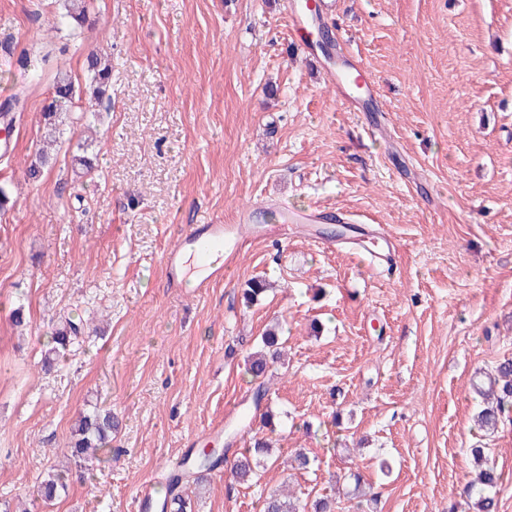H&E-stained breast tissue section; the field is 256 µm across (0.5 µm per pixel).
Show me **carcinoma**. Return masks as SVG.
Returning a JSON list of instances; mask_svg holds the SVG:
<instances>
[{
	"label": "carcinoma",
	"mask_w": 512,
	"mask_h": 512,
	"mask_svg": "<svg viewBox=\"0 0 512 512\" xmlns=\"http://www.w3.org/2000/svg\"><path fill=\"white\" fill-rule=\"evenodd\" d=\"M63 17L71 19L79 26L84 24L85 0H66ZM111 70L109 61L101 56L92 54L88 57L87 71L90 77L86 92L93 99L99 101L105 95ZM75 96L76 90L71 79L66 75L55 76L52 99L43 113L45 123L55 124L57 115L69 111ZM78 333L79 325L70 319L53 329L48 341V356L43 362L44 371H51L56 358L69 351L72 338ZM278 342L276 329H268L263 337L264 350L254 355L249 364L250 374L259 381V385L252 393V401L257 409L261 407L268 393V388L261 379L268 374L269 360L278 356ZM475 388L484 399V406L477 414V421L485 430L495 432L500 425L512 419V358L499 362L493 372L476 384ZM117 425L118 420L110 410H95L83 415L72 432L70 459L80 466L94 458L96 451H106V441L112 436V429ZM269 454L270 444L262 437L255 438L252 447L235 454L232 459L217 451L204 455L193 448L189 449L167 478L162 509L187 512L189 500L184 496L186 489L199 481L201 473L218 469L227 463L230 464L231 473L237 483H251L258 476L259 468ZM470 454L474 462L481 466V470L478 482L465 486L463 494L468 498L476 497V512H495L496 493L499 484L502 483V475L488 465L484 449L472 448ZM70 478L71 469H56L47 474L38 486L37 493L42 499L52 501L67 488ZM261 508L262 512H333L334 499L327 495L320 496L306 504L299 499L294 501L271 493L262 500Z\"/></svg>",
	"instance_id": "carcinoma-1"
}]
</instances>
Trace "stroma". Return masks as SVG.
Here are the masks:
<instances>
[{
    "label": "stroma",
    "instance_id": "stroma-1",
    "mask_svg": "<svg viewBox=\"0 0 512 512\" xmlns=\"http://www.w3.org/2000/svg\"><path fill=\"white\" fill-rule=\"evenodd\" d=\"M348 52L372 74L386 133L348 108L320 57L291 37L284 0H87L71 32L64 0H0V107L24 93L14 149L0 156V512H134L215 422L237 426L255 383L245 359L282 328L263 406L273 427L256 485L216 469L193 512H258L290 489L336 498L359 472L372 512H468V451L507 479L512 425L474 422L470 380L512 358V0H335ZM112 65L91 118L84 101L49 137L42 112L64 69ZM53 160L38 178V149ZM93 158L82 170L77 150ZM257 202L333 206L395 236L396 267L370 266L322 234L242 225V252L201 293L169 287L164 253L191 224H234ZM254 278L272 288L252 306ZM23 307L17 327L11 312ZM86 340L52 372L41 359L59 319ZM111 410V461L43 502L82 412ZM304 449L313 471H291Z\"/></svg>",
    "mask_w": 512,
    "mask_h": 512
}]
</instances>
